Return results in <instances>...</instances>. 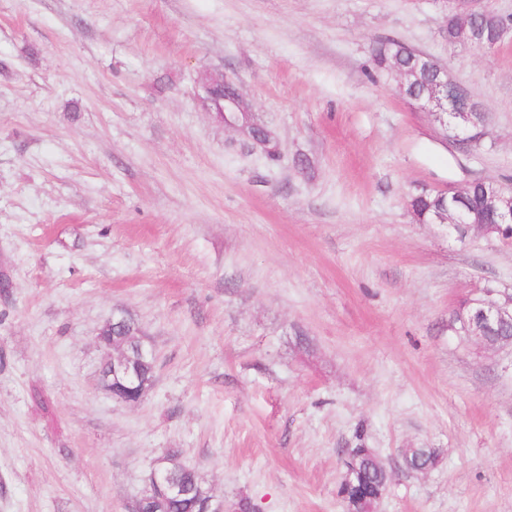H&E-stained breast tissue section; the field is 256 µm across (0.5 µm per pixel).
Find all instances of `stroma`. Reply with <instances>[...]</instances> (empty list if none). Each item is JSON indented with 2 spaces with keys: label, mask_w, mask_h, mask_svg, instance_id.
Returning a JSON list of instances; mask_svg holds the SVG:
<instances>
[{
  "label": "stroma",
  "mask_w": 512,
  "mask_h": 512,
  "mask_svg": "<svg viewBox=\"0 0 512 512\" xmlns=\"http://www.w3.org/2000/svg\"><path fill=\"white\" fill-rule=\"evenodd\" d=\"M482 5L488 51L444 0H0V512H128L170 449L225 503L344 512L346 448L390 469L381 512H512V350L449 326L512 293V238L409 206L512 188V0ZM393 40L480 102L479 147L374 67ZM221 76L278 160L202 102ZM120 311L157 356L135 405L101 382ZM247 133L253 149L272 160L278 157V144L277 142L275 143L271 133L265 127H253Z\"/></svg>",
  "instance_id": "1"
}]
</instances>
